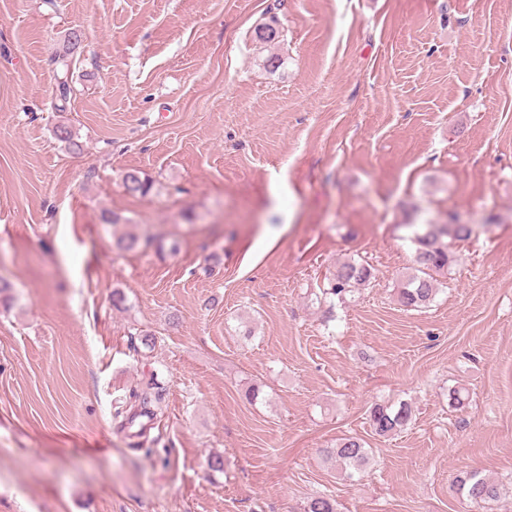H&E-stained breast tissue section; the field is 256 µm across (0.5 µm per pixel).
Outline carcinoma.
<instances>
[{
	"instance_id": "1",
	"label": "carcinoma",
	"mask_w": 512,
	"mask_h": 512,
	"mask_svg": "<svg viewBox=\"0 0 512 512\" xmlns=\"http://www.w3.org/2000/svg\"><path fill=\"white\" fill-rule=\"evenodd\" d=\"M276 20L255 27L254 38L262 43H272L279 38L276 34ZM54 134L58 141L65 144L68 150L76 152L81 145L75 140L70 127L64 123L55 126ZM123 185L132 195H145L150 190V182L140 172L128 171L123 176ZM471 235L467 224L455 221L428 223L420 225L415 232L414 272L402 282L398 289V301L406 308L416 309L428 305L435 298L438 288V276L445 275L459 261L458 255L450 250L448 240H464ZM373 271L365 261L352 260L342 264L336 270V276L330 287L324 291L326 295L342 296L359 287L370 285ZM129 399L137 403V408L126 414L121 427L131 424L138 417L155 418L162 411L164 393L152 383L146 388L130 391ZM412 417L411 407L400 404L393 410L387 406L376 404L369 410V421L374 432L379 436H388L405 426ZM326 457L337 465L348 470V476L362 474L367 461V451L363 440L348 437L334 448L326 450ZM455 493L476 504H489L500 498L499 484L482 474L477 469L462 472L453 482ZM303 512H336L335 501L327 496H316L309 499L303 506Z\"/></svg>"
}]
</instances>
